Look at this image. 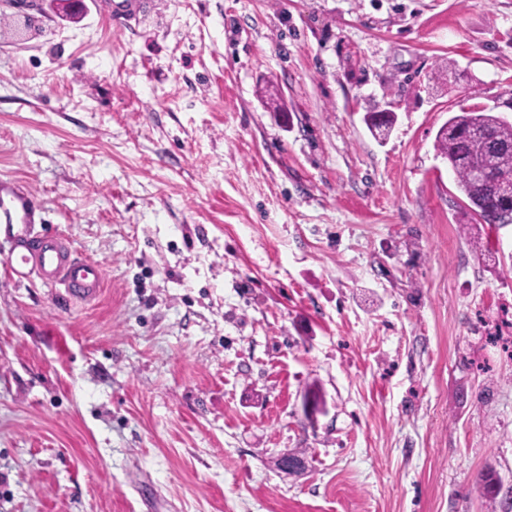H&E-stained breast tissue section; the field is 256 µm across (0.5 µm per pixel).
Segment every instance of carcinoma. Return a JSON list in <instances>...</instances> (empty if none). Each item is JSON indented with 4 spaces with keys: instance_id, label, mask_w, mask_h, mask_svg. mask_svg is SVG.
<instances>
[{
    "instance_id": "obj_1",
    "label": "carcinoma",
    "mask_w": 512,
    "mask_h": 512,
    "mask_svg": "<svg viewBox=\"0 0 512 512\" xmlns=\"http://www.w3.org/2000/svg\"><path fill=\"white\" fill-rule=\"evenodd\" d=\"M446 125L448 131L437 133V150L448 160L458 189L477 215L484 223L493 225L504 209V198L499 193H482L475 189L470 165L479 163L491 171L512 172V155L494 152L488 143L491 139L512 146V122L484 110H463L449 117Z\"/></svg>"
}]
</instances>
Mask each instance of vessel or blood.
<instances>
[{"mask_svg":"<svg viewBox=\"0 0 512 512\" xmlns=\"http://www.w3.org/2000/svg\"><path fill=\"white\" fill-rule=\"evenodd\" d=\"M37 207L38 200L30 190L11 181H0V233L13 244L8 259L12 277L24 280L35 274L43 282L63 286L72 299H97L104 286L102 268L79 258L62 234L32 235Z\"/></svg>","mask_w":512,"mask_h":512,"instance_id":"b4317fda","label":"vessel or blood"}]
</instances>
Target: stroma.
Listing matches in <instances>:
<instances>
[{"mask_svg": "<svg viewBox=\"0 0 512 512\" xmlns=\"http://www.w3.org/2000/svg\"><path fill=\"white\" fill-rule=\"evenodd\" d=\"M121 2L0 0V178L105 275L0 240V512H512V224L435 149L512 0ZM37 207L38 199L30 190L13 181H0V236L3 232L13 243L8 259L11 276L24 280L36 273L45 283L63 286L72 299H97L105 280L102 268L79 258L62 234L33 236L30 224Z\"/></svg>", "mask_w": 512, "mask_h": 512, "instance_id": "35a3bbf8", "label": "stroma"}]
</instances>
